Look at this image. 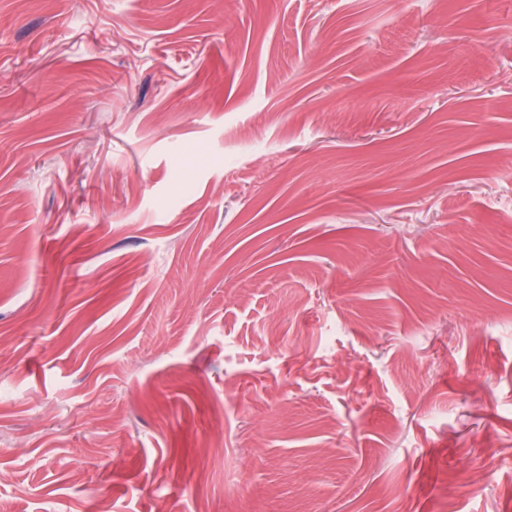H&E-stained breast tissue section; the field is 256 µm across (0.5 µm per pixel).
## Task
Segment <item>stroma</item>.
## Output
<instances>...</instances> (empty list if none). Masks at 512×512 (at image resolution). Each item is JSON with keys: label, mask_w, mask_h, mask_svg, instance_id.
I'll return each instance as SVG.
<instances>
[{"label": "stroma", "mask_w": 512, "mask_h": 512, "mask_svg": "<svg viewBox=\"0 0 512 512\" xmlns=\"http://www.w3.org/2000/svg\"><path fill=\"white\" fill-rule=\"evenodd\" d=\"M512 512V0H0V512Z\"/></svg>", "instance_id": "obj_1"}]
</instances>
